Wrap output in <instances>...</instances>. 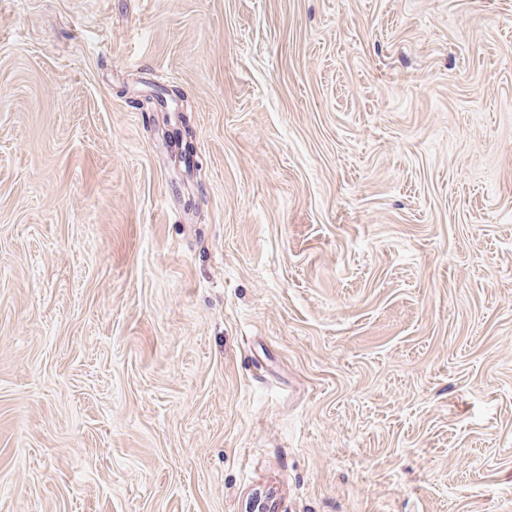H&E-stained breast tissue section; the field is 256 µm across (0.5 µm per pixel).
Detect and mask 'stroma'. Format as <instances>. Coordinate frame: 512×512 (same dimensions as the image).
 <instances>
[{
    "label": "stroma",
    "mask_w": 512,
    "mask_h": 512,
    "mask_svg": "<svg viewBox=\"0 0 512 512\" xmlns=\"http://www.w3.org/2000/svg\"><path fill=\"white\" fill-rule=\"evenodd\" d=\"M266 491L512 512V0H0V512Z\"/></svg>",
    "instance_id": "obj_1"
}]
</instances>
